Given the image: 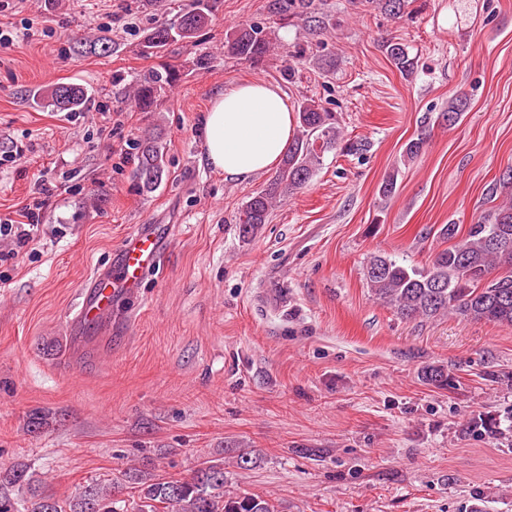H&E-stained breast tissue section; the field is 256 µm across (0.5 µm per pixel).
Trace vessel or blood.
Listing matches in <instances>:
<instances>
[{
    "instance_id": "obj_1",
    "label": "vessel or blood",
    "mask_w": 512,
    "mask_h": 512,
    "mask_svg": "<svg viewBox=\"0 0 512 512\" xmlns=\"http://www.w3.org/2000/svg\"><path fill=\"white\" fill-rule=\"evenodd\" d=\"M163 254L164 241L156 232L140 228L129 234L117 249L112 271L93 274L81 292L76 322L96 326L111 318L118 299L137 293L143 276L159 267Z\"/></svg>"
}]
</instances>
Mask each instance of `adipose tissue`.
<instances>
[{"instance_id":"adipose-tissue-1","label":"adipose tissue","mask_w":512,"mask_h":512,"mask_svg":"<svg viewBox=\"0 0 512 512\" xmlns=\"http://www.w3.org/2000/svg\"><path fill=\"white\" fill-rule=\"evenodd\" d=\"M203 158L225 179L276 169L294 138L296 114L281 88L254 79L213 97L201 119Z\"/></svg>"}]
</instances>
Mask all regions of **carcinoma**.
I'll list each match as a JSON object with an SVG mask.
<instances>
[{
	"label": "carcinoma",
	"instance_id": "carcinoma-1",
	"mask_svg": "<svg viewBox=\"0 0 512 512\" xmlns=\"http://www.w3.org/2000/svg\"><path fill=\"white\" fill-rule=\"evenodd\" d=\"M191 7L175 25L153 27L144 48L160 52L169 43L190 40L206 27L209 13ZM375 6L397 17L405 13L409 0H372ZM274 9L287 15L288 24L311 26L312 0H274ZM278 42L276 30L255 23H242L224 38V55L259 62ZM387 56L401 74L409 77L418 69V59L398 42L385 45ZM181 80V71L162 64L140 75L129 87V98L142 112H151L157 98ZM58 112H80L87 102V91L74 84L59 83L45 92ZM467 99L451 102L446 113L448 125L456 124L467 111ZM299 135L282 159L275 177L266 187L253 192L237 217L242 237H257L277 202L302 188L320 166L324 153L340 150L356 153L362 143L341 136L339 118L313 98L298 108ZM137 164L136 186L150 191L165 173L161 131L153 129L134 142ZM460 225L443 224L438 238L450 242L435 253L427 267L408 265L386 255L372 257L366 267V282L373 297L393 308L406 319L456 315L474 321L512 326V200L497 205L481 221L470 225L459 237ZM496 275H491L492 269ZM422 378L438 387L450 385L451 376L442 366H427ZM127 482L138 485L137 497L119 504L116 495L123 490L119 482L111 485L91 482L76 496L64 502L40 485L29 486V497L19 503L0 493V512H276L265 497L224 490V464L205 460L189 478L153 479L130 468ZM27 481L25 470L14 464L0 468V487Z\"/></svg>",
	"mask_w": 512,
	"mask_h": 512
}]
</instances>
